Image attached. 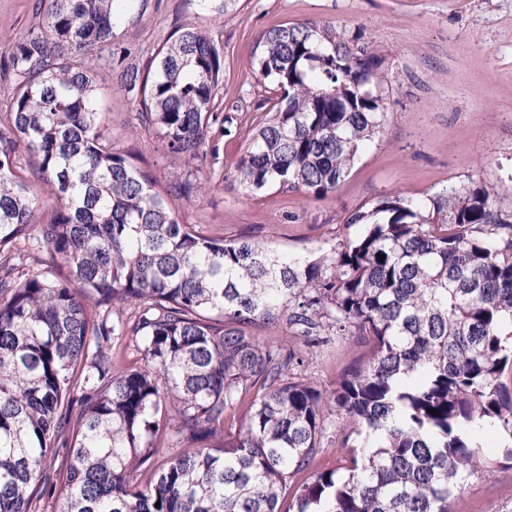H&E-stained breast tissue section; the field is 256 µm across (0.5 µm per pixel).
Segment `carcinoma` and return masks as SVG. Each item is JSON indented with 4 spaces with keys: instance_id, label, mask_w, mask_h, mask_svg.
<instances>
[{
    "instance_id": "1",
    "label": "carcinoma",
    "mask_w": 512,
    "mask_h": 512,
    "mask_svg": "<svg viewBox=\"0 0 512 512\" xmlns=\"http://www.w3.org/2000/svg\"><path fill=\"white\" fill-rule=\"evenodd\" d=\"M4 57L0 107V512H452L467 478L512 467V204L471 181L352 212L354 236L312 253L183 223L169 196L100 132L95 64L120 0H38ZM383 60L344 31L284 22L265 32L258 77L280 91L231 173L249 191L325 196L386 121ZM223 52L186 27L126 75L168 153L205 188ZM58 206L39 215L20 148ZM50 269L15 262L17 242ZM138 305L133 327L113 318ZM336 336L364 354L327 392L295 373ZM141 366L116 373L112 339ZM253 394L238 422L244 396ZM348 449L310 470L331 426ZM504 436L481 457L476 433ZM71 450L51 478L52 448ZM164 461L156 462L162 450ZM309 472L294 483L298 474Z\"/></svg>"
}]
</instances>
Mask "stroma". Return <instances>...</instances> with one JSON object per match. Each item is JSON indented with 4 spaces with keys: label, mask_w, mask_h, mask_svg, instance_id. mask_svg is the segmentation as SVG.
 Listing matches in <instances>:
<instances>
[{
    "label": "stroma",
    "mask_w": 512,
    "mask_h": 512,
    "mask_svg": "<svg viewBox=\"0 0 512 512\" xmlns=\"http://www.w3.org/2000/svg\"><path fill=\"white\" fill-rule=\"evenodd\" d=\"M38 0H0V50L37 21ZM313 22L345 30L378 54L386 74L384 133L336 191L320 198L269 188L244 191L226 181L266 112L276 101L255 74L262 35L283 22ZM207 30L224 52L219 110L230 133L213 131L205 192L173 197L183 223L212 237L254 236L273 246L321 253L346 234L350 212L396 194L425 198L474 181L512 202V0H237L217 15L187 0H127L112 43L96 65L102 133L113 152L143 159L158 190L187 179L156 131L140 119V94L125 74L144 70L176 30ZM363 349L332 340L310 356L302 375L322 390ZM454 512H512V468L468 480Z\"/></svg>",
    "instance_id": "35a3bbf8"
}]
</instances>
